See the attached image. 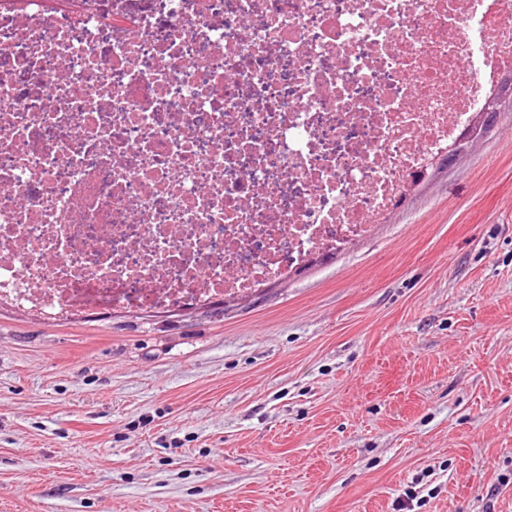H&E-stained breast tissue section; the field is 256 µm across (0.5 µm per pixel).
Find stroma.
I'll return each instance as SVG.
<instances>
[{
	"instance_id": "1",
	"label": "stroma",
	"mask_w": 512,
	"mask_h": 512,
	"mask_svg": "<svg viewBox=\"0 0 512 512\" xmlns=\"http://www.w3.org/2000/svg\"><path fill=\"white\" fill-rule=\"evenodd\" d=\"M0 512H512V97L293 278L80 320L1 306Z\"/></svg>"
}]
</instances>
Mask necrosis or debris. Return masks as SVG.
<instances>
[{
  "label": "necrosis or debris",
  "mask_w": 512,
  "mask_h": 512,
  "mask_svg": "<svg viewBox=\"0 0 512 512\" xmlns=\"http://www.w3.org/2000/svg\"><path fill=\"white\" fill-rule=\"evenodd\" d=\"M512 0H0V304L248 294L403 205Z\"/></svg>",
  "instance_id": "4bbe7bcc"
}]
</instances>
